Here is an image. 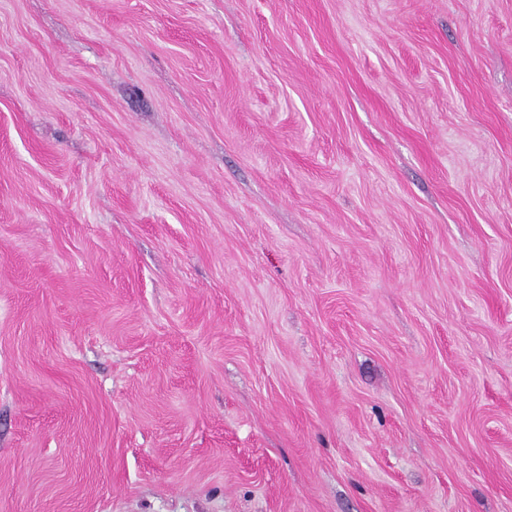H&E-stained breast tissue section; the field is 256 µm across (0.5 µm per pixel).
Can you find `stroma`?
<instances>
[{"label": "stroma", "mask_w": 512, "mask_h": 512, "mask_svg": "<svg viewBox=\"0 0 512 512\" xmlns=\"http://www.w3.org/2000/svg\"><path fill=\"white\" fill-rule=\"evenodd\" d=\"M0 512H512V0H0Z\"/></svg>", "instance_id": "1"}]
</instances>
